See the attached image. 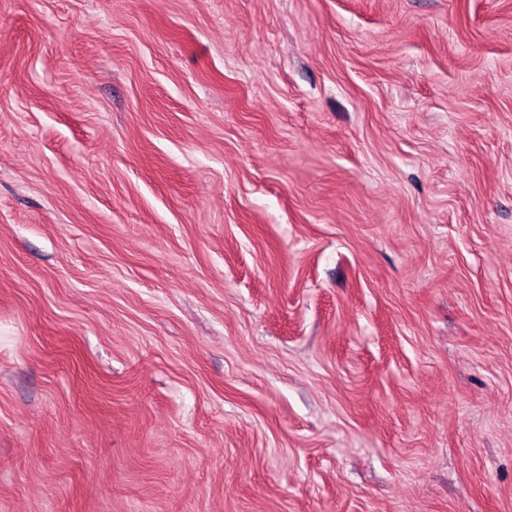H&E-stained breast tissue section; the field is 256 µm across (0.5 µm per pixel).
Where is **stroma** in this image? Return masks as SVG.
I'll return each instance as SVG.
<instances>
[{
  "label": "stroma",
  "mask_w": 512,
  "mask_h": 512,
  "mask_svg": "<svg viewBox=\"0 0 512 512\" xmlns=\"http://www.w3.org/2000/svg\"><path fill=\"white\" fill-rule=\"evenodd\" d=\"M0 512H512V0H0Z\"/></svg>",
  "instance_id": "obj_1"
}]
</instances>
